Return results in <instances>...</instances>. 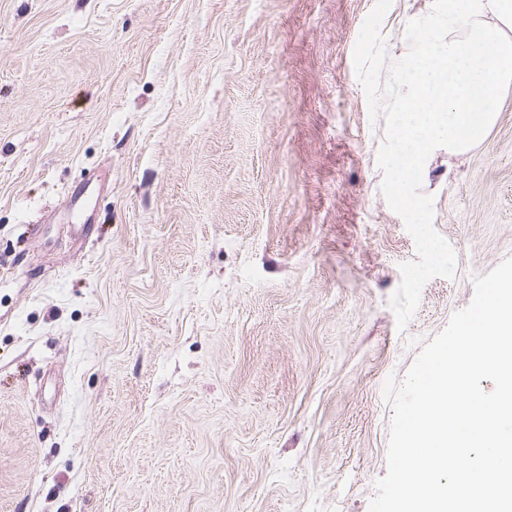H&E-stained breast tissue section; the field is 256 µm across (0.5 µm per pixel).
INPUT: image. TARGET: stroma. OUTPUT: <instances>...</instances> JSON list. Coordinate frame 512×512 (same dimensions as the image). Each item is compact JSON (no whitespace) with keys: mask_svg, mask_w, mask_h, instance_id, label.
Listing matches in <instances>:
<instances>
[{"mask_svg":"<svg viewBox=\"0 0 512 512\" xmlns=\"http://www.w3.org/2000/svg\"><path fill=\"white\" fill-rule=\"evenodd\" d=\"M375 5L0 0V512H369L385 383L512 257L511 88L427 162L455 263L398 329Z\"/></svg>","mask_w":512,"mask_h":512,"instance_id":"obj_1","label":"stroma"}]
</instances>
